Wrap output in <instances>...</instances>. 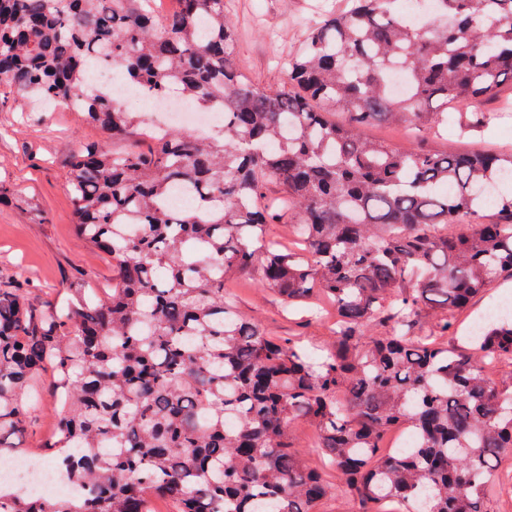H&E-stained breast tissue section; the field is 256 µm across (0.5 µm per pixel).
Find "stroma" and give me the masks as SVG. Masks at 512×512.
I'll return each mask as SVG.
<instances>
[{
	"label": "stroma",
	"mask_w": 512,
	"mask_h": 512,
	"mask_svg": "<svg viewBox=\"0 0 512 512\" xmlns=\"http://www.w3.org/2000/svg\"><path fill=\"white\" fill-rule=\"evenodd\" d=\"M349 0H224L235 25L232 55L252 80L276 88L284 80L279 60L302 41L307 27ZM491 121L479 129L456 126L442 134H426L430 150L464 151L512 147V85L480 104ZM102 149L112 139L77 113L49 108L20 91L0 89V287L23 288L37 305L66 303L69 291L94 296L112 277L109 258L74 231L75 219L66 173L72 155L84 144ZM512 297V280L496 281L455 313L451 345L466 348L465 331L502 297ZM236 303L270 335L297 336L322 348L332 339L330 320L310 317L304 307L284 309L271 290L245 278L235 291Z\"/></svg>",
	"instance_id": "obj_1"
}]
</instances>
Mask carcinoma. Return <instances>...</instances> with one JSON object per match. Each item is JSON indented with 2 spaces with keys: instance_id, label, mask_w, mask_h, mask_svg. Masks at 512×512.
<instances>
[{
  "instance_id": "obj_1",
  "label": "carcinoma",
  "mask_w": 512,
  "mask_h": 512,
  "mask_svg": "<svg viewBox=\"0 0 512 512\" xmlns=\"http://www.w3.org/2000/svg\"><path fill=\"white\" fill-rule=\"evenodd\" d=\"M152 2L0 0V85L66 109L79 99L112 137L110 151L83 146L67 180L75 229L113 272L106 298L65 306L0 288V448L89 485L0 492V512H149L152 498L175 512H316L339 493L357 512L419 499L424 512H486L512 454V377L491 369L512 363V316L486 321L466 351L448 331L454 310L512 278V150L392 147L361 129L485 124L459 108L512 83V0H435L420 28L401 0H353L310 25L276 90L233 63L224 0L164 15ZM96 60L224 125L154 135L87 86ZM178 189L190 208H172ZM286 219L297 245L267 233ZM243 275L315 317L333 306L331 347L268 336L230 297ZM422 302L437 316L427 336ZM377 324L388 332L365 334ZM47 367L63 413L41 448H20ZM297 422L340 484L295 452ZM395 427L415 445L382 448Z\"/></svg>"
}]
</instances>
